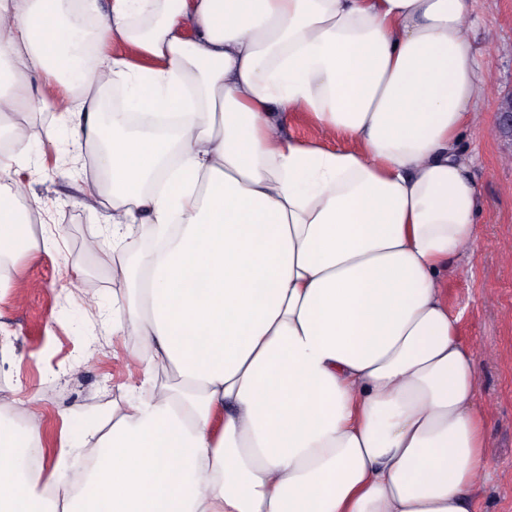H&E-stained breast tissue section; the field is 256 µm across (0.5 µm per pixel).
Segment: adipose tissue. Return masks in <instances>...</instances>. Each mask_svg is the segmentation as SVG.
I'll return each mask as SVG.
<instances>
[{"label": "adipose tissue", "instance_id": "obj_1", "mask_svg": "<svg viewBox=\"0 0 512 512\" xmlns=\"http://www.w3.org/2000/svg\"><path fill=\"white\" fill-rule=\"evenodd\" d=\"M472 0H112L98 27L152 60L72 57L67 0H0V119L81 91L69 134L93 144L120 248L112 266L152 386L93 434L92 470L19 459L39 428L0 418V512H478L488 409L445 275L475 250L464 145L489 89ZM131 85L102 124L100 91ZM172 127L132 128L127 112ZM304 112L345 139L284 136ZM0 190V255L29 223Z\"/></svg>", "mask_w": 512, "mask_h": 512}]
</instances>
